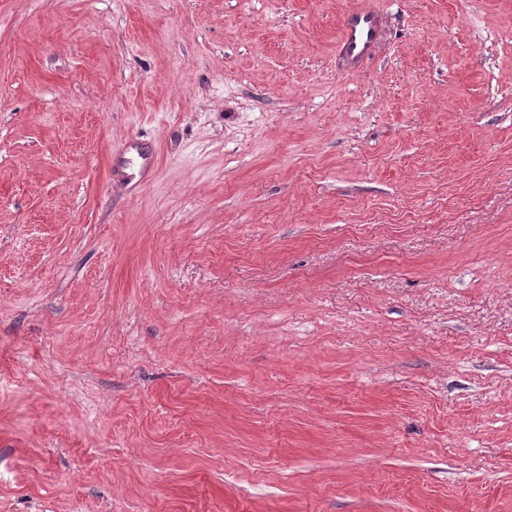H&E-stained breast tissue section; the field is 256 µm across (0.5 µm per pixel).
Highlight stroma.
Segmentation results:
<instances>
[{"label":"stroma","instance_id":"obj_1","mask_svg":"<svg viewBox=\"0 0 512 512\" xmlns=\"http://www.w3.org/2000/svg\"><path fill=\"white\" fill-rule=\"evenodd\" d=\"M0 512H512V0H0ZM378 39L377 13L354 10L344 18L339 33V47L344 58L355 67L375 52Z\"/></svg>","mask_w":512,"mask_h":512}]
</instances>
